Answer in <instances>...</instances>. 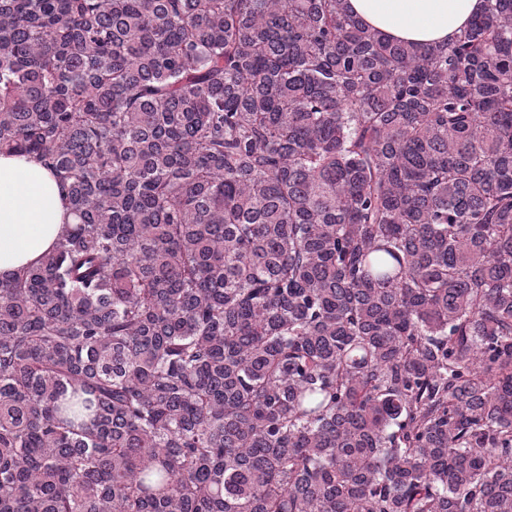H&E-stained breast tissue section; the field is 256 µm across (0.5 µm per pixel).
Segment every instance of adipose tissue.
<instances>
[{
	"label": "adipose tissue",
	"mask_w": 512,
	"mask_h": 512,
	"mask_svg": "<svg viewBox=\"0 0 512 512\" xmlns=\"http://www.w3.org/2000/svg\"><path fill=\"white\" fill-rule=\"evenodd\" d=\"M350 10L386 36L445 43L484 8V0H348ZM71 214L55 176L36 158L0 153V278L53 249Z\"/></svg>",
	"instance_id": "ef3b65f1"
}]
</instances>
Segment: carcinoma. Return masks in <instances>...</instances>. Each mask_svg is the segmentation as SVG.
Here are the masks:
<instances>
[{
	"mask_svg": "<svg viewBox=\"0 0 512 512\" xmlns=\"http://www.w3.org/2000/svg\"><path fill=\"white\" fill-rule=\"evenodd\" d=\"M0 512H512V0H0ZM349 9L386 36L447 43L484 8V0H348ZM71 222L59 183L42 163L0 153V278L36 264Z\"/></svg>",
	"mask_w": 512,
	"mask_h": 512,
	"instance_id": "cac0c4a2",
	"label": "carcinoma"
}]
</instances>
